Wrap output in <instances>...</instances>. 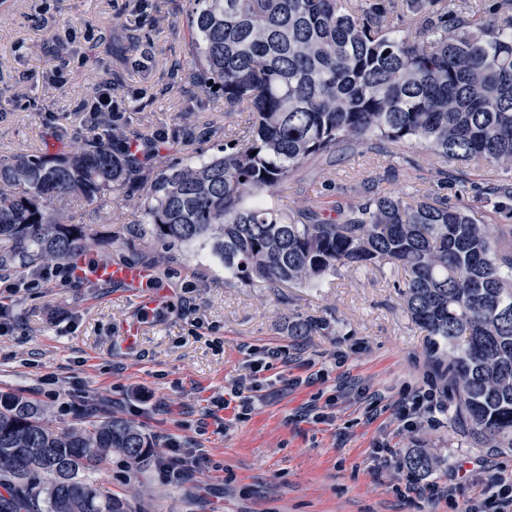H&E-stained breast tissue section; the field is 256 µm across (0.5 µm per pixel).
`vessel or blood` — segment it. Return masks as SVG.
I'll use <instances>...</instances> for the list:
<instances>
[{"label":"vessel or blood","mask_w":512,"mask_h":512,"mask_svg":"<svg viewBox=\"0 0 512 512\" xmlns=\"http://www.w3.org/2000/svg\"><path fill=\"white\" fill-rule=\"evenodd\" d=\"M69 265L79 279L122 286L138 297L144 313H152L160 301L159 292L151 286V275L144 268L112 263L91 265L81 255L72 256Z\"/></svg>","instance_id":"1"}]
</instances>
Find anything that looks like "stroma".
Returning a JSON list of instances; mask_svg holds the SVG:
<instances>
[{"instance_id":"obj_1","label":"stroma","mask_w":512,"mask_h":512,"mask_svg":"<svg viewBox=\"0 0 512 512\" xmlns=\"http://www.w3.org/2000/svg\"><path fill=\"white\" fill-rule=\"evenodd\" d=\"M188 9L189 0H0V162L76 149L88 136L79 108L108 78L126 137L167 136L146 167L150 178L244 135L248 113L225 111L184 72ZM405 153L409 164L389 177L386 155L373 151L309 161L268 203L296 217L326 214L356 200L364 177L399 196L439 188L452 201L468 197L492 240L512 244V212L481 199L511 175L474 164L443 173L422 149ZM145 199L136 192L65 210L68 223L99 236L88 261L149 267L172 290L133 349L118 343L138 315L134 302L122 288L69 278L63 262L9 301L11 327L0 335V391L38 401L52 427L121 418L158 453L174 437L199 457L176 483L156 465L113 455L100 477L134 512H428L395 492L404 475L379 454L382 443L404 456L427 453L436 467L426 480H452L466 496L480 492L481 479L512 477V451L472 444L450 395L435 425L405 430L395 421L409 389L439 380L428 336L403 310L400 268L343 267L318 288L244 286L209 247L154 238L140 222ZM310 319L311 335H289L290 321ZM253 359L264 362L254 374L260 389L239 422L216 402ZM332 396L333 417L309 419Z\"/></svg>"}]
</instances>
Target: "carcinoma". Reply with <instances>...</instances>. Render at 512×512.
<instances>
[{"instance_id":"1","label":"carcinoma","mask_w":512,"mask_h":512,"mask_svg":"<svg viewBox=\"0 0 512 512\" xmlns=\"http://www.w3.org/2000/svg\"><path fill=\"white\" fill-rule=\"evenodd\" d=\"M390 2L194 0L191 68L225 111L251 112L246 134L156 180L92 137L0 164V271L86 252L91 228L66 223L68 198L133 186L148 190L154 237L210 245L244 285L314 288L344 266L395 264L474 443L512 451V252L472 207L374 189L334 218L298 223L267 204L305 161L356 145L406 163L401 147L415 142L443 164L512 174V0L477 27L448 0H403L399 12ZM114 451L137 467L154 446L118 418L53 429L37 403L1 391L0 512H130L96 479Z\"/></svg>"}]
</instances>
